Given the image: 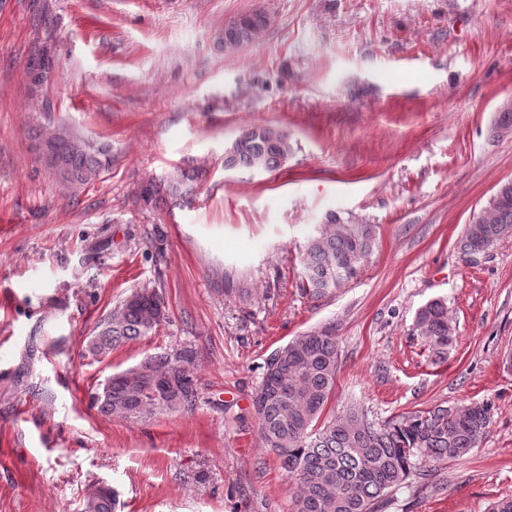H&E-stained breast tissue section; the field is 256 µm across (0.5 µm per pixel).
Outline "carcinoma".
I'll return each instance as SVG.
<instances>
[{"label":"carcinoma","mask_w":512,"mask_h":512,"mask_svg":"<svg viewBox=\"0 0 512 512\" xmlns=\"http://www.w3.org/2000/svg\"><path fill=\"white\" fill-rule=\"evenodd\" d=\"M269 20L253 12L251 24L224 33V53L233 54L265 32ZM287 131L275 126L242 129L229 151L235 168L274 170L291 155ZM42 156L52 174L87 184L108 165L105 150L70 134L61 125L42 140ZM201 176L178 168L166 179V192L185 200ZM512 236V182L499 187L489 208L472 217L458 241L462 253L484 252ZM376 244V226L353 224L330 213L310 238L302 257V288L314 299L358 279ZM164 301L150 288L132 292L103 320L88 342L93 356H105L131 340L151 335L164 318ZM414 329L434 358L444 359L455 341L448 305L434 299L419 309ZM194 352L181 350L146 358L109 376L91 400L105 415L138 418L173 411L194 398ZM339 368L336 328L310 330L277 350L253 397L264 447L293 480V512H378L388 494L406 481L426 477L424 466L451 460L478 447L491 424L489 403L404 412L377 422L356 404L338 413L331 406ZM116 493L96 483L84 512H115Z\"/></svg>","instance_id":"obj_1"}]
</instances>
